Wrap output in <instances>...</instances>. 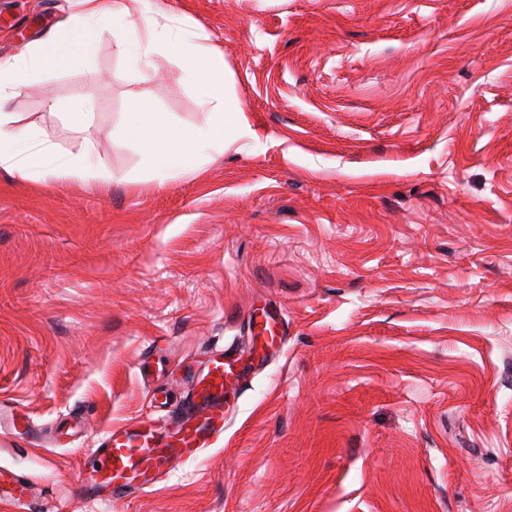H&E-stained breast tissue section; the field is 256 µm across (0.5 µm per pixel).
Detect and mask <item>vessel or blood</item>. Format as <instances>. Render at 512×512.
Here are the masks:
<instances>
[{
  "label": "vessel or blood",
  "instance_id": "obj_1",
  "mask_svg": "<svg viewBox=\"0 0 512 512\" xmlns=\"http://www.w3.org/2000/svg\"><path fill=\"white\" fill-rule=\"evenodd\" d=\"M254 327L265 345L283 344L286 328L281 319L267 316ZM258 363L259 354L252 348L216 350L166 420L105 431L85 464L81 494L119 500L145 492L164 479L174 462L201 457L224 435L229 392L239 388ZM0 494L16 512H25L29 487L24 476L1 467Z\"/></svg>",
  "mask_w": 512,
  "mask_h": 512
}]
</instances>
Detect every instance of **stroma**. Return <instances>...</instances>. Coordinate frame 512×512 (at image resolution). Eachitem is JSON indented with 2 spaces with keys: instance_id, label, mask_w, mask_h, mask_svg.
<instances>
[{
  "instance_id": "obj_1",
  "label": "stroma",
  "mask_w": 512,
  "mask_h": 512,
  "mask_svg": "<svg viewBox=\"0 0 512 512\" xmlns=\"http://www.w3.org/2000/svg\"><path fill=\"white\" fill-rule=\"evenodd\" d=\"M224 55L251 133L140 179L133 101L207 127L166 55L143 77L102 29L79 68L10 100L94 179L0 170V467L29 512H512V0H156ZM0 0V60L66 14ZM81 95L80 126L50 107ZM282 345L232 401L224 437L120 501L82 496L105 430L156 418L154 387ZM253 324L254 329L258 330L256 335H260L258 337L267 347L283 344L286 328L282 322L281 312H277V319L265 315L259 321L254 320ZM0 493L5 495L8 503L16 510H27L29 487L24 476L19 475L6 467H1Z\"/></svg>"
}]
</instances>
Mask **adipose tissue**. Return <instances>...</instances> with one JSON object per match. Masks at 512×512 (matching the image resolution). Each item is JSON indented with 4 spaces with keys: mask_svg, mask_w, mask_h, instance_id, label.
Masks as SVG:
<instances>
[{
    "mask_svg": "<svg viewBox=\"0 0 512 512\" xmlns=\"http://www.w3.org/2000/svg\"><path fill=\"white\" fill-rule=\"evenodd\" d=\"M73 13L35 45L27 58L0 63V169L31 178L42 173L88 174L87 153L67 159L56 157L52 145L41 139L35 126L19 125L4 103L36 84L43 74L81 65L98 29L114 20L118 47L143 69H151V56L161 51L187 67L204 88L203 102L213 116L208 130L184 133L145 101L134 103L128 114L126 134L145 154L146 180L163 181L192 168L207 149L223 145L224 125L233 123L240 136L251 129L241 108L225 93L224 57L192 35L162 24L158 13L147 10L145 0H72Z\"/></svg>",
    "mask_w": 512,
    "mask_h": 512,
    "instance_id": "obj_1",
    "label": "adipose tissue"
}]
</instances>
